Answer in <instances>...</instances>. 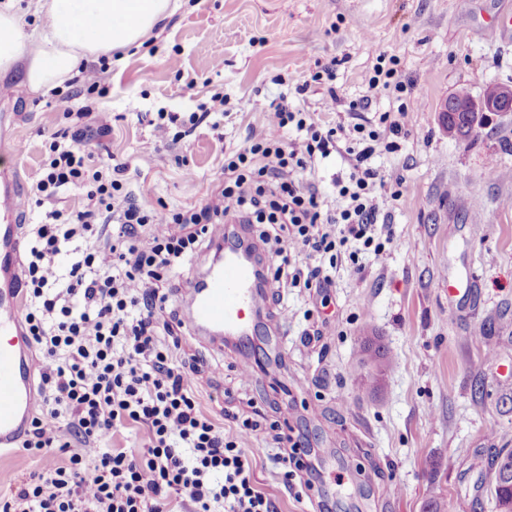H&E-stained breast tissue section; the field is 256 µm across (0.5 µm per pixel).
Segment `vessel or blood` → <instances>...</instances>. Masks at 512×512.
Returning a JSON list of instances; mask_svg holds the SVG:
<instances>
[{
	"label": "vessel or blood",
	"mask_w": 512,
	"mask_h": 512,
	"mask_svg": "<svg viewBox=\"0 0 512 512\" xmlns=\"http://www.w3.org/2000/svg\"><path fill=\"white\" fill-rule=\"evenodd\" d=\"M22 205L14 176L1 173L0 215L5 221L0 224V449L19 443L38 406L35 361L25 337L18 288L21 240L16 216ZM215 243L223 247L224 261L194 279L183 320L194 334L215 340L241 338L249 334L252 316L262 307L256 270L246 254L225 245L223 232H216Z\"/></svg>",
	"instance_id": "b4317fda"
}]
</instances>
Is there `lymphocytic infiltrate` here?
I'll list each match as a JSON object with an SVG mask.
<instances>
[{"label": "lymphocytic infiltrate", "instance_id": "1", "mask_svg": "<svg viewBox=\"0 0 512 512\" xmlns=\"http://www.w3.org/2000/svg\"><path fill=\"white\" fill-rule=\"evenodd\" d=\"M226 103L216 92L185 116L158 111L151 121L156 141L191 136L223 115ZM111 130V113L95 112L89 123L50 133L48 159L30 191L41 219L29 229L20 292L26 334L42 365L37 414L22 447L65 461L19 480L10 496H0V512H277L253 483L244 440L290 446L289 455L275 458L286 486L298 471L318 478L311 450L261 409L229 429L202 410L196 368L173 354L170 338L184 324L167 307L169 279L229 215L275 245L271 264L258 272L261 287L285 281L325 290L343 257L360 272L362 256L394 241L383 215L403 179H385L370 160L378 144L408 136L404 117L381 113L376 125L356 124L347 137L341 126L280 99L266 111L262 133L225 155L223 184L185 210L147 207L129 187L128 163L96 156ZM335 155L348 160L350 172L333 180L344 206L329 209L302 175ZM67 190L81 192L82 205L54 208ZM78 239L99 245L60 267L58 257ZM135 427L148 433L141 451L113 447L117 433Z\"/></svg>", "mask_w": 512, "mask_h": 512}]
</instances>
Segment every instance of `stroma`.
<instances>
[{"label":"stroma","instance_id":"obj_1","mask_svg":"<svg viewBox=\"0 0 512 512\" xmlns=\"http://www.w3.org/2000/svg\"><path fill=\"white\" fill-rule=\"evenodd\" d=\"M512 0H183L154 30L147 48L121 50L104 76L105 95L85 103L112 115L105 150L127 160L131 188L150 207L189 208L224 178L225 153L264 128V113L283 87L302 83L309 64L339 58L335 110L325 91L293 97L297 108L352 128L380 113L406 109L410 134L397 149H378L371 163L386 178L403 177L387 210L394 242L366 256L361 273L336 271L322 294L283 288L282 303L259 314L267 359L248 346L219 348L182 332L178 359L196 363L202 407L223 422L242 401L283 399L288 435L305 434L325 464L318 489L284 487L259 438L243 444L255 485L278 512H315L326 497L335 512H424L435 497L448 512H495L487 491L484 451L512 449V116H495L466 140L448 135L439 106L467 88L512 84V34L491 27ZM396 58L404 93L365 95L378 56ZM222 69H214L216 59ZM282 84H275V77ZM13 76H0V137L13 141L9 160L22 192L40 176L42 132L74 126L64 85L16 96ZM216 91L228 104L219 129L158 149L151 113L192 112ZM186 157V176L175 162ZM471 294L449 297L448 283L467 272ZM280 334L267 325L279 306ZM374 336L390 354L376 393L359 379V342ZM254 372L240 379V358ZM59 455L0 452V495L21 477L62 463Z\"/></svg>","mask_w":512,"mask_h":512}]
</instances>
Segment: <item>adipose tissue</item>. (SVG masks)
<instances>
[{"label": "adipose tissue", "instance_id": "adipose-tissue-1", "mask_svg": "<svg viewBox=\"0 0 512 512\" xmlns=\"http://www.w3.org/2000/svg\"><path fill=\"white\" fill-rule=\"evenodd\" d=\"M45 24L25 32L18 0H0V74L31 92L58 85L82 65L142 45L170 16L171 0H30Z\"/></svg>", "mask_w": 512, "mask_h": 512}]
</instances>
